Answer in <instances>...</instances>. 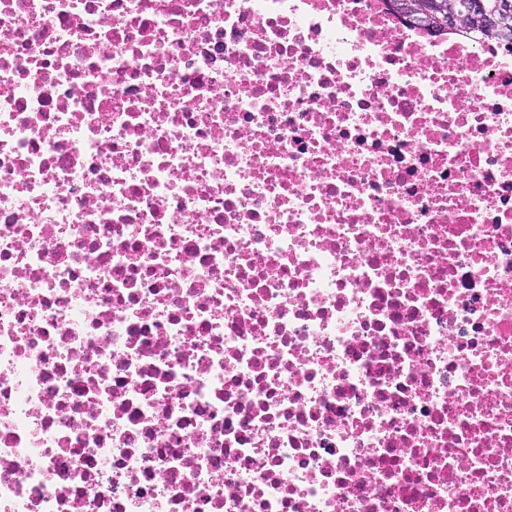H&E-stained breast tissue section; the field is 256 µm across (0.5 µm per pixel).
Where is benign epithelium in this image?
I'll list each match as a JSON object with an SVG mask.
<instances>
[{
	"label": "benign epithelium",
	"mask_w": 512,
	"mask_h": 512,
	"mask_svg": "<svg viewBox=\"0 0 512 512\" xmlns=\"http://www.w3.org/2000/svg\"><path fill=\"white\" fill-rule=\"evenodd\" d=\"M402 7L420 24L435 20L454 29L477 14L487 22L495 23L499 15L512 13V0H499L496 10L491 12L486 10L484 0H404Z\"/></svg>",
	"instance_id": "7a95c632"
}]
</instances>
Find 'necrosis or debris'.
I'll return each mask as SVG.
<instances>
[{
	"instance_id": "necrosis-or-debris-1",
	"label": "necrosis or debris",
	"mask_w": 512,
	"mask_h": 512,
	"mask_svg": "<svg viewBox=\"0 0 512 512\" xmlns=\"http://www.w3.org/2000/svg\"><path fill=\"white\" fill-rule=\"evenodd\" d=\"M0 512H512V43L0 0Z\"/></svg>"
}]
</instances>
